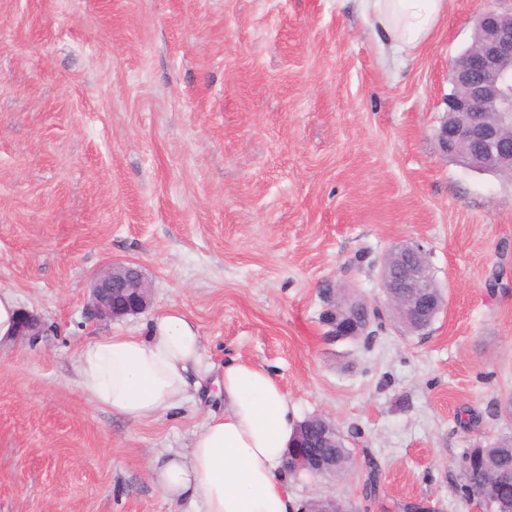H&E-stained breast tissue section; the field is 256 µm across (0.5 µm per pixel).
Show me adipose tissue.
<instances>
[{
    "label": "adipose tissue",
    "mask_w": 512,
    "mask_h": 512,
    "mask_svg": "<svg viewBox=\"0 0 512 512\" xmlns=\"http://www.w3.org/2000/svg\"><path fill=\"white\" fill-rule=\"evenodd\" d=\"M381 55L416 47L433 33L448 0H357ZM78 387L99 407L133 420L180 410L190 373L203 368L201 338L186 315L162 316L148 336H98L78 356ZM224 412L207 417L185 455L170 457L157 482L194 512H299L282 467L296 428L287 392L265 368L224 366Z\"/></svg>",
    "instance_id": "adipose-tissue-1"
}]
</instances>
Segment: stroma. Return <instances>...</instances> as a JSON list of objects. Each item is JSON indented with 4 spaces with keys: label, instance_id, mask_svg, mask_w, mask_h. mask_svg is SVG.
Returning a JSON list of instances; mask_svg holds the SVG:
<instances>
[{
    "label": "stroma",
    "instance_id": "1",
    "mask_svg": "<svg viewBox=\"0 0 512 512\" xmlns=\"http://www.w3.org/2000/svg\"><path fill=\"white\" fill-rule=\"evenodd\" d=\"M487 5L448 0L385 61L354 0H0V290L43 322L0 340V512H182L151 466L223 412L214 382L238 358L380 465L374 499L355 470L290 477L298 500L470 512L456 459L512 434V180L447 157L437 130ZM402 243L446 298L432 325L327 337L324 285L380 297ZM109 261L138 264L152 304L96 324ZM172 311L207 366L187 409L133 421L78 391L90 337Z\"/></svg>",
    "mask_w": 512,
    "mask_h": 512
}]
</instances>
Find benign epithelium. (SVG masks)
<instances>
[{
    "label": "benign epithelium",
    "instance_id": "1",
    "mask_svg": "<svg viewBox=\"0 0 512 512\" xmlns=\"http://www.w3.org/2000/svg\"><path fill=\"white\" fill-rule=\"evenodd\" d=\"M494 6L480 12L475 20L473 44L452 65L456 87L448 96V111L462 120L443 123L437 131L442 152L465 167L512 177V140L503 130L512 129V0H492ZM421 248L398 245L389 254L396 262L380 273L383 303L380 309L396 312L423 330L442 309L445 299L435 291L429 261L417 258ZM152 303L150 284L134 263L112 262L100 270L89 288L88 318L112 322L146 311ZM328 335L353 336L358 333L355 312L333 305L327 307ZM42 334L38 317L18 311L14 336L35 339ZM302 434L295 436L292 452L284 466L290 472L314 475L336 474L333 466L318 461L304 451Z\"/></svg>",
    "mask_w": 512,
    "mask_h": 512
}]
</instances>
